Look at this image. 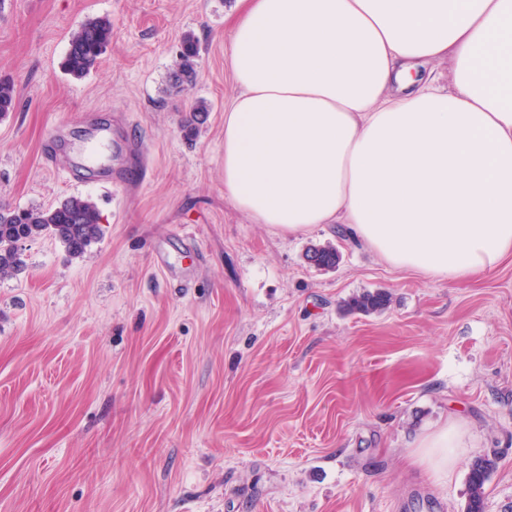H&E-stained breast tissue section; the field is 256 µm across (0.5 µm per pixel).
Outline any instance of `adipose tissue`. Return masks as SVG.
I'll return each mask as SVG.
<instances>
[{
  "instance_id": "ef3b65f1",
  "label": "adipose tissue",
  "mask_w": 512,
  "mask_h": 512,
  "mask_svg": "<svg viewBox=\"0 0 512 512\" xmlns=\"http://www.w3.org/2000/svg\"><path fill=\"white\" fill-rule=\"evenodd\" d=\"M244 2L224 112L235 207L291 234L346 225L451 282L512 258V0ZM463 429L419 438L414 463L447 471Z\"/></svg>"
}]
</instances>
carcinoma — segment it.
I'll return each instance as SVG.
<instances>
[{"instance_id":"obj_1","label":"carcinoma","mask_w":512,"mask_h":512,"mask_svg":"<svg viewBox=\"0 0 512 512\" xmlns=\"http://www.w3.org/2000/svg\"><path fill=\"white\" fill-rule=\"evenodd\" d=\"M112 41V25L106 18L86 21L71 34L62 69L65 74L80 80L96 70L101 56ZM199 44L194 35H184L179 59L169 75L170 87L178 92L190 86L196 77ZM14 85L0 79V118L14 111ZM208 104L196 102L181 124L184 136L194 137L207 123ZM49 235L59 240L73 258L82 256L102 235L101 215L96 205L80 196H70L49 208L10 209L0 207V277L12 276L24 267L20 244L26 240ZM309 264L331 268L339 255L333 248L311 247L305 254ZM389 304L385 292H366L353 297L347 307L353 312L370 313L384 310ZM494 459L484 456L475 459L469 468V497L465 512H484V486Z\"/></svg>"}]
</instances>
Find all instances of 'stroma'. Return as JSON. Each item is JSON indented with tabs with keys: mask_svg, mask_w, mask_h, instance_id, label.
I'll list each match as a JSON object with an SVG mask.
<instances>
[{
	"mask_svg": "<svg viewBox=\"0 0 512 512\" xmlns=\"http://www.w3.org/2000/svg\"><path fill=\"white\" fill-rule=\"evenodd\" d=\"M237 0H0V206L96 203L104 235L73 260L48 236L0 278V512H463L476 458L496 466L484 512H512V260L451 282L389 265L343 225L287 234L224 194V110ZM105 17L93 73L61 69ZM197 78L168 85L184 34ZM194 139L180 122L197 101ZM144 136L150 171L122 188L44 158L60 124L90 144ZM336 248L335 267L307 263ZM380 313L348 312L365 291ZM467 424L435 480L411 443ZM112 41V25L106 18L86 21L71 34L62 69L80 80L96 70L101 56ZM210 114L208 104L201 100L196 102L191 111L188 112L181 124L184 136L188 139L194 137L199 130L207 123ZM389 300V295L385 292H366L349 300L347 307L353 312L370 313L384 310Z\"/></svg>",
	"mask_w": 512,
	"mask_h": 512,
	"instance_id": "35a3bbf8",
	"label": "stroma"
}]
</instances>
